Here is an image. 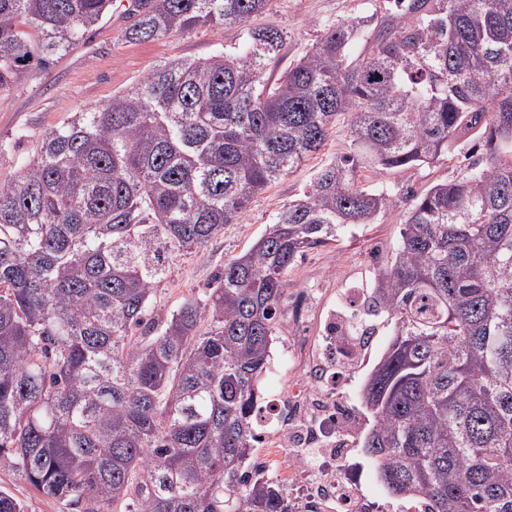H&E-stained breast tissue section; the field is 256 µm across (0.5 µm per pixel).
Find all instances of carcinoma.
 Returning <instances> with one entry per match:
<instances>
[{
	"label": "carcinoma",
	"mask_w": 512,
	"mask_h": 512,
	"mask_svg": "<svg viewBox=\"0 0 512 512\" xmlns=\"http://www.w3.org/2000/svg\"><path fill=\"white\" fill-rule=\"evenodd\" d=\"M135 41L242 27L234 52L168 60L46 131L0 185V465L77 512H292L247 464L288 270L393 197L365 173L471 171L413 196L364 301L392 325L361 403L362 447L426 512H512V0H397L368 53L329 27L279 79L269 0H135ZM112 0H0V93L47 67ZM343 124L317 168L216 286L164 316L173 251L205 246ZM210 330L200 332L204 324ZM0 512H26L0 489Z\"/></svg>",
	"instance_id": "carcinoma-1"
}]
</instances>
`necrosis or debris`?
I'll return each instance as SVG.
<instances>
[{"label": "necrosis or debris", "instance_id": "obj_1", "mask_svg": "<svg viewBox=\"0 0 512 512\" xmlns=\"http://www.w3.org/2000/svg\"><path fill=\"white\" fill-rule=\"evenodd\" d=\"M373 326L362 309L334 316L324 326L325 349L314 373L299 391L316 402L297 417H269L287 464L273 466L271 474L288 490L298 512H370L363 492L369 471L355 449L341 448L356 402L355 393H335L334 384L345 375L351 358L371 343Z\"/></svg>", "mask_w": 512, "mask_h": 512}]
</instances>
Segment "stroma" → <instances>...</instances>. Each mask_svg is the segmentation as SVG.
Instances as JSON below:
<instances>
[{
  "label": "stroma",
  "instance_id": "1",
  "mask_svg": "<svg viewBox=\"0 0 512 512\" xmlns=\"http://www.w3.org/2000/svg\"><path fill=\"white\" fill-rule=\"evenodd\" d=\"M375 10L376 0H270L266 12L251 18L250 23L275 28L284 36V60L271 61L267 68L268 74L275 76L287 62L315 45L329 26L363 19ZM134 21L127 5L112 0L104 22L87 31L73 50L49 69L33 70L27 79L0 94V142L10 144L0 152V184L10 182L34 155L46 130L75 112L106 103L166 60L204 58L218 49L234 50L243 42L237 27H201L133 42L126 33ZM346 147L342 129L334 128L322 151L254 198L240 223L225 225L198 251L172 253L168 275L152 299L153 312L175 310L186 299L213 287L225 260L247 249L277 212L308 188L314 170ZM481 155L477 140H464L434 165L364 177L363 186L388 191L394 206L375 223L341 233L331 244L309 250L289 270L273 354H280L295 339L290 320L296 302H303L306 310L305 335H322L330 312L337 309L347 289L373 286L379 267L397 245L412 195L467 173ZM0 488L22 502L27 512H72L66 502L43 497L10 468L0 467Z\"/></svg>",
  "mask_w": 512,
  "mask_h": 512
}]
</instances>
